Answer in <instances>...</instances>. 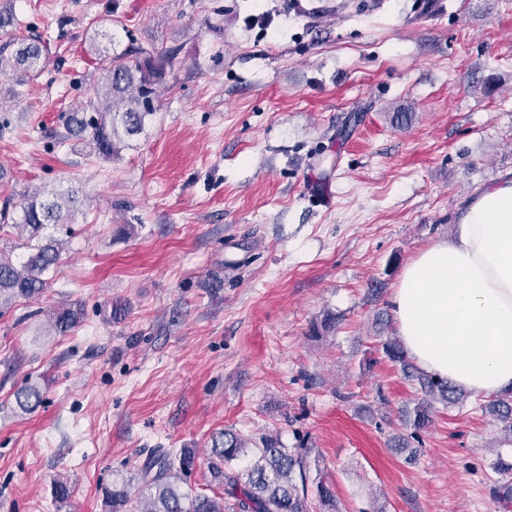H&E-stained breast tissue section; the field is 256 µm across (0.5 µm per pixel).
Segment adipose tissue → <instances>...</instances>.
Returning <instances> with one entry per match:
<instances>
[{"label":"adipose tissue","mask_w":512,"mask_h":512,"mask_svg":"<svg viewBox=\"0 0 512 512\" xmlns=\"http://www.w3.org/2000/svg\"><path fill=\"white\" fill-rule=\"evenodd\" d=\"M391 305L423 371L473 394L512 389V180L480 189L454 235L405 266Z\"/></svg>","instance_id":"ef3b65f1"}]
</instances>
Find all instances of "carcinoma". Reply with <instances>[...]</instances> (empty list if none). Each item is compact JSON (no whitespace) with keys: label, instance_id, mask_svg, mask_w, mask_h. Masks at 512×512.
Masks as SVG:
<instances>
[{"label":"carcinoma","instance_id":"obj_1","mask_svg":"<svg viewBox=\"0 0 512 512\" xmlns=\"http://www.w3.org/2000/svg\"><path fill=\"white\" fill-rule=\"evenodd\" d=\"M12 9L0 3V77L28 76L43 64L47 46L36 37L16 38ZM169 59L153 48L138 47L114 52L102 66V77L87 106L71 114L70 126L88 134L94 151L110 158L129 146V140L144 132L146 120L156 111V86L163 81ZM77 191L43 188L24 199L17 215L9 207L0 212V221H12L25 240L29 255L16 264L0 252V311L18 298L36 299L47 288V275L58 267L65 242L47 232L68 224L78 209ZM84 319L77 302L51 309L45 319L48 336H66ZM383 354L400 365L404 374L417 381L418 397L402 410L405 422L418 432L431 421L436 405L444 408L460 404L464 396L448 380L419 372L407 359L401 342L387 338ZM18 408L33 413L43 402L36 385H26L15 393ZM482 409L504 425L512 437V391L495 395ZM251 455L240 470L235 462ZM310 448H287L272 436L255 439L230 429L211 436L210 469L223 487V494L183 490L182 475L191 471L196 454L190 448L174 453L159 449L143 465L141 487L136 497L120 490L106 494L108 512H340L336 495L321 474L312 473ZM502 479L493 487V496L512 502V462L499 455L492 463Z\"/></svg>","mask_w":512,"mask_h":512}]
</instances>
